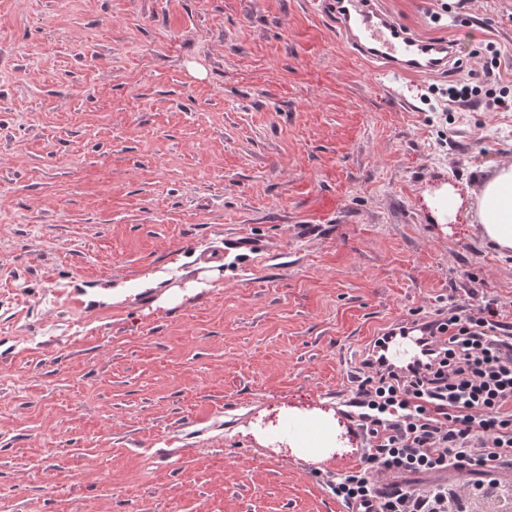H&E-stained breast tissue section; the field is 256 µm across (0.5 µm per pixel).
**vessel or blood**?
Here are the masks:
<instances>
[{"label":"vessel or blood","mask_w":512,"mask_h":512,"mask_svg":"<svg viewBox=\"0 0 512 512\" xmlns=\"http://www.w3.org/2000/svg\"><path fill=\"white\" fill-rule=\"evenodd\" d=\"M323 10L356 53L381 63L392 75H444L451 69L454 52L447 40L417 36L395 18L379 12L373 0H323ZM438 333L431 319L402 320L388 327L377 350L387 364L404 366L417 359L423 337ZM292 424L305 445L329 435L327 428L305 416L293 418Z\"/></svg>","instance_id":"1"}]
</instances>
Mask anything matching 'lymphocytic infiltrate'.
Returning a JSON list of instances; mask_svg holds the SVG:
<instances>
[{"instance_id": "f902f5d3", "label": "lymphocytic infiltrate", "mask_w": 512, "mask_h": 512, "mask_svg": "<svg viewBox=\"0 0 512 512\" xmlns=\"http://www.w3.org/2000/svg\"><path fill=\"white\" fill-rule=\"evenodd\" d=\"M498 315L490 302L474 315L449 309L447 336L414 365L367 362L352 399L370 436L365 466L337 479L338 499L358 512H448L452 489L438 474L512 468V328ZM405 473L432 481L376 496L382 477Z\"/></svg>"}]
</instances>
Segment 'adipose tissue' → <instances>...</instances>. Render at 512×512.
Returning <instances> with one entry per match:
<instances>
[{
    "mask_svg": "<svg viewBox=\"0 0 512 512\" xmlns=\"http://www.w3.org/2000/svg\"><path fill=\"white\" fill-rule=\"evenodd\" d=\"M477 218L487 241L500 252L512 251V165L498 168L486 180Z\"/></svg>",
    "mask_w": 512,
    "mask_h": 512,
    "instance_id": "obj_1",
    "label": "adipose tissue"
}]
</instances>
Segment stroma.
<instances>
[{
    "mask_svg": "<svg viewBox=\"0 0 512 512\" xmlns=\"http://www.w3.org/2000/svg\"><path fill=\"white\" fill-rule=\"evenodd\" d=\"M376 2L458 68L395 93L318 0H0L9 512H347L360 458L274 448L271 421L335 420L395 321L491 301L512 326V254L424 202L512 164L485 108L512 0ZM206 250L218 277L166 304Z\"/></svg>",
    "mask_w": 512,
    "mask_h": 512,
    "instance_id": "1",
    "label": "stroma"
}]
</instances>
